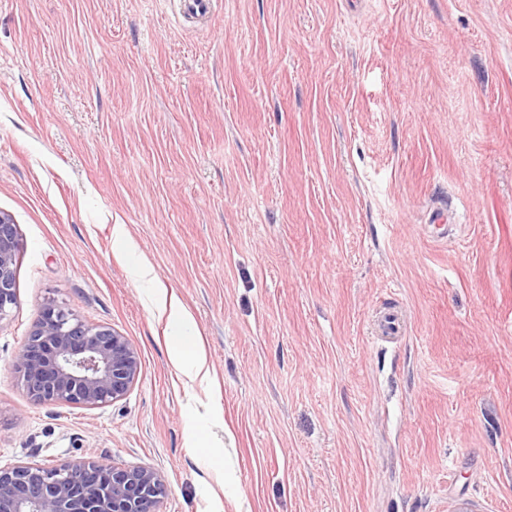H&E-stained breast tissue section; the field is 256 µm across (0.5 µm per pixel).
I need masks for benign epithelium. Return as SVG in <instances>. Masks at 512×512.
I'll use <instances>...</instances> for the list:
<instances>
[{
  "label": "benign epithelium",
  "mask_w": 512,
  "mask_h": 512,
  "mask_svg": "<svg viewBox=\"0 0 512 512\" xmlns=\"http://www.w3.org/2000/svg\"><path fill=\"white\" fill-rule=\"evenodd\" d=\"M17 225L0 211V321L18 303ZM140 366L136 349L108 326H92L51 301L22 346L15 370L29 398L96 408L124 398ZM83 476L51 463L0 467V512H157L169 489L147 467L83 462Z\"/></svg>",
  "instance_id": "benign-epithelium-1"
}]
</instances>
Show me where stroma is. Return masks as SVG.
I'll return each mask as SVG.
<instances>
[{"label": "stroma", "instance_id": "obj_1", "mask_svg": "<svg viewBox=\"0 0 512 512\" xmlns=\"http://www.w3.org/2000/svg\"><path fill=\"white\" fill-rule=\"evenodd\" d=\"M0 211V467H149L160 512H512V0H0ZM51 299L136 348L123 399L28 397ZM19 247L17 225L9 214L0 211V321L18 303L15 257ZM134 274L140 279L154 282V295L151 302L158 311L159 317L166 315L165 337L170 349L173 363L192 372L195 376L207 377L206 359L201 350L199 333L187 311L175 297L168 294L167 287L158 279L154 269L148 263L137 261Z\"/></svg>", "mask_w": 512, "mask_h": 512}]
</instances>
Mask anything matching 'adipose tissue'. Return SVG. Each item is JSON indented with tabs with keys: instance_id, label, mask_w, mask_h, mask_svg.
<instances>
[{
	"instance_id": "adipose-tissue-1",
	"label": "adipose tissue",
	"mask_w": 512,
	"mask_h": 512,
	"mask_svg": "<svg viewBox=\"0 0 512 512\" xmlns=\"http://www.w3.org/2000/svg\"><path fill=\"white\" fill-rule=\"evenodd\" d=\"M134 273L138 278L153 281L155 284L151 302L159 315L165 316V335L173 363L194 375H207L206 359L201 350V341L190 315L169 294L166 286L158 282L157 275L151 265L137 262Z\"/></svg>"
}]
</instances>
